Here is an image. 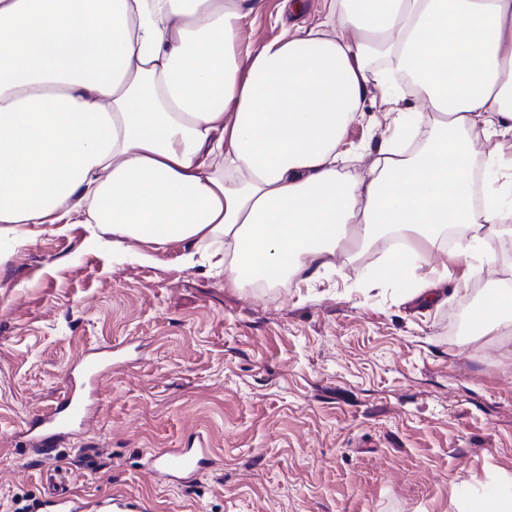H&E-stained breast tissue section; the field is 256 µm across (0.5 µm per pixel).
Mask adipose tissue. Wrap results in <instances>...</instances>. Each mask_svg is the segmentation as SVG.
I'll return each mask as SVG.
<instances>
[{"mask_svg": "<svg viewBox=\"0 0 512 512\" xmlns=\"http://www.w3.org/2000/svg\"><path fill=\"white\" fill-rule=\"evenodd\" d=\"M266 0H0V240L74 215L116 252L186 244L227 287L318 274L409 238L408 280L449 226L465 258L512 240V183L473 204L476 136L512 128V0H323L243 41ZM430 129L366 173L337 168L368 87Z\"/></svg>", "mask_w": 512, "mask_h": 512, "instance_id": "obj_1", "label": "adipose tissue"}]
</instances>
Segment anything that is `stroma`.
Wrapping results in <instances>:
<instances>
[{
  "instance_id": "obj_1",
  "label": "stroma",
  "mask_w": 512,
  "mask_h": 512,
  "mask_svg": "<svg viewBox=\"0 0 512 512\" xmlns=\"http://www.w3.org/2000/svg\"><path fill=\"white\" fill-rule=\"evenodd\" d=\"M394 118L365 107L342 172L381 158ZM33 230L0 248V512L59 484L144 512H459L491 485L512 492V347L453 329L479 309L468 265L496 288L512 245L466 264L435 248L416 274L448 278L427 305L382 276V239L267 290L185 266L178 242L148 264L84 224ZM93 352L107 361L87 424L38 452L26 422L81 387ZM198 439L211 465L193 480L140 464Z\"/></svg>"
}]
</instances>
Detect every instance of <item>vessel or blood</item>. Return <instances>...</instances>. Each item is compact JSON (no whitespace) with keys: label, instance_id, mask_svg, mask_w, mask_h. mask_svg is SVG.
<instances>
[{"label":"vessel or blood","instance_id":"vessel-or-blood-1","mask_svg":"<svg viewBox=\"0 0 512 512\" xmlns=\"http://www.w3.org/2000/svg\"><path fill=\"white\" fill-rule=\"evenodd\" d=\"M83 374L87 382L86 388L70 392L55 408L41 416L31 443L42 453H51L54 440L60 433L83 423L88 418L92 406L90 385L99 374L98 360H86ZM208 461L209 450L202 445L154 451L148 456L151 471L164 479H176L182 475L193 477L207 465Z\"/></svg>","mask_w":512,"mask_h":512}]
</instances>
